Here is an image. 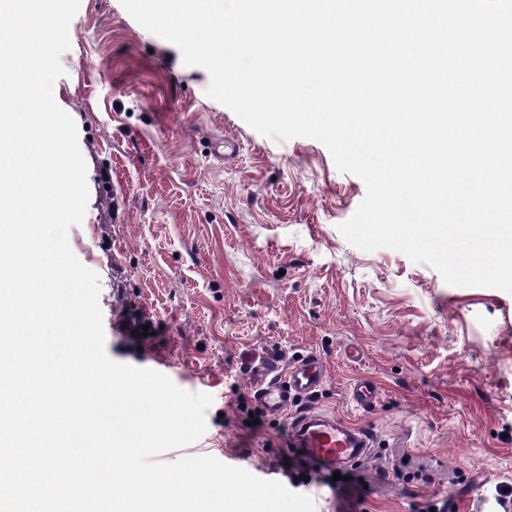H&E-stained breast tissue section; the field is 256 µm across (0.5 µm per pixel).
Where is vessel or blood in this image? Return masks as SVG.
Masks as SVG:
<instances>
[{"mask_svg": "<svg viewBox=\"0 0 512 512\" xmlns=\"http://www.w3.org/2000/svg\"><path fill=\"white\" fill-rule=\"evenodd\" d=\"M325 380V366L315 355L305 356L285 372L257 384L256 401L269 413L284 411L295 397L317 392ZM351 401L359 408L372 407L378 399L377 386L361 379L349 390ZM374 436L367 429L337 419L322 411L300 415L291 428L290 447L302 450L322 471H333L363 463L370 455Z\"/></svg>", "mask_w": 512, "mask_h": 512, "instance_id": "1", "label": "vessel or blood"}]
</instances>
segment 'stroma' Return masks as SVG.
I'll return each instance as SVG.
<instances>
[{"instance_id":"1","label":"stroma","mask_w":512,"mask_h":512,"mask_svg":"<svg viewBox=\"0 0 512 512\" xmlns=\"http://www.w3.org/2000/svg\"><path fill=\"white\" fill-rule=\"evenodd\" d=\"M69 36L55 101L76 124L89 200L67 237L100 277L106 352L147 369L169 360L178 387L213 397L204 436L161 461L211 455L289 484L277 428L317 408L375 443L365 486L346 496L290 484L316 512H422L450 476L455 512H512L495 498L512 487V293L353 246L339 226L363 181L322 143L262 135L207 97L208 71L120 0H81ZM308 354L325 364L320 390L247 425L235 399ZM361 378L379 388L365 411L348 396Z\"/></svg>"}]
</instances>
